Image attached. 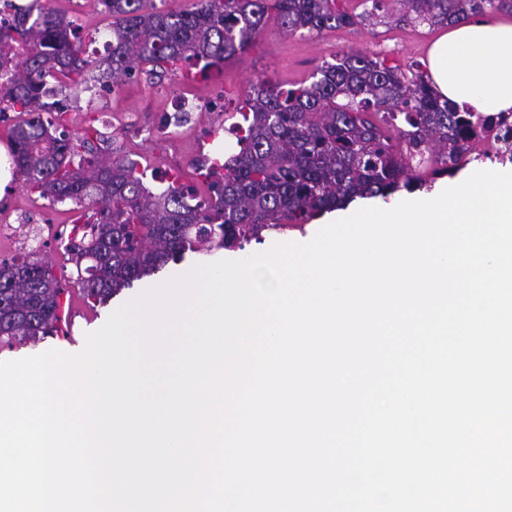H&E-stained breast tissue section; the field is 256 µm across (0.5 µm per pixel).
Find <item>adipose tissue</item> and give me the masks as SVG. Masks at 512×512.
I'll return each instance as SVG.
<instances>
[{
    "label": "adipose tissue",
    "instance_id": "adipose-tissue-1",
    "mask_svg": "<svg viewBox=\"0 0 512 512\" xmlns=\"http://www.w3.org/2000/svg\"><path fill=\"white\" fill-rule=\"evenodd\" d=\"M435 91L483 115L512 112V23L450 26L428 51Z\"/></svg>",
    "mask_w": 512,
    "mask_h": 512
}]
</instances>
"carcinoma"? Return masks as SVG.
<instances>
[{
  "mask_svg": "<svg viewBox=\"0 0 512 512\" xmlns=\"http://www.w3.org/2000/svg\"><path fill=\"white\" fill-rule=\"evenodd\" d=\"M398 20L430 26L512 11V0H396ZM113 17L106 55L83 57L73 21L50 4L0 17V119L15 113L13 161L29 191L70 201L96 217L74 224L67 244L83 298L104 305L188 252L261 241L264 230L301 227L355 196L387 197L452 175L464 142L486 121L433 89L421 68L342 53L320 77L289 89L259 82L238 109L239 152L210 164L207 207L173 180L152 192L136 163L88 135H55L42 119L46 78L90 89L149 66L150 78L196 69L204 76L244 53L275 13L282 30L354 26L345 0H197L186 11L153 0H103ZM61 280L38 259L0 262V342L66 333Z\"/></svg>",
  "mask_w": 512,
  "mask_h": 512,
  "instance_id": "1",
  "label": "carcinoma"
}]
</instances>
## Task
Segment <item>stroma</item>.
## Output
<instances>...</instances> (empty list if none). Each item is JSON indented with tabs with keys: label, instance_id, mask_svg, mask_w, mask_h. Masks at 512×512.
Instances as JSON below:
<instances>
[{
	"label": "stroma",
	"instance_id": "obj_1",
	"mask_svg": "<svg viewBox=\"0 0 512 512\" xmlns=\"http://www.w3.org/2000/svg\"><path fill=\"white\" fill-rule=\"evenodd\" d=\"M52 5L73 21L87 55H104L111 18L101 0H52ZM441 33V28L425 24L378 20L319 34L302 30L288 35L272 18L250 49L213 68L208 79L193 81L192 91L199 99L200 107L183 138L154 132L159 116L170 108L173 96L180 89V78L151 80L140 71L108 88L96 87L88 92L68 90L63 99L67 118L65 127L69 132L79 133L87 124H95L104 136L109 137L116 155L136 161L138 172L143 173L144 182L152 191L163 189L157 180L158 174L177 172L184 183L196 186L198 192L205 195L209 189L207 184L199 181L197 170L214 152L215 144L208 139L207 133L211 128H219L227 152L237 151L234 127L241 120L238 109L252 84L265 80L289 88L311 81L321 66L335 62L337 53L343 51L381 55L404 67L415 63L423 65L427 62L430 44ZM219 90L224 93V109L216 112L210 99ZM0 213L16 224L41 225L42 241L34 251L35 257L51 265L59 277L66 278L73 273L65 247L73 223L82 215L80 209L68 201L50 204L29 192L22 179L16 176L0 194ZM322 226L323 220L318 217L303 227L266 237L264 243L241 250H224L215 256L204 252L187 255L183 262L168 265L158 275L123 290L104 306L88 304L79 288H71V304L76 313L69 336H48L34 343H0V361L17 360L51 349L80 353L87 334L98 330L114 310L145 291L216 258L239 260L266 251L267 247L277 243L308 242Z\"/></svg>",
	"mask_w": 512,
	"mask_h": 512
}]
</instances>
